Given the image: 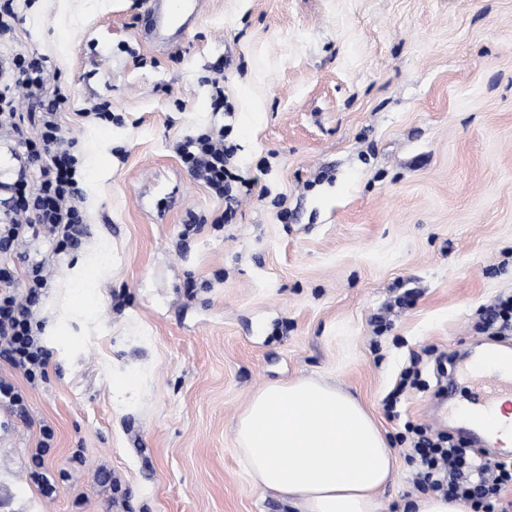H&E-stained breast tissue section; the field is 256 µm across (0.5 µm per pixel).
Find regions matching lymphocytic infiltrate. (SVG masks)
Returning a JSON list of instances; mask_svg holds the SVG:
<instances>
[{
  "instance_id": "f902f5d3",
  "label": "lymphocytic infiltrate",
  "mask_w": 512,
  "mask_h": 512,
  "mask_svg": "<svg viewBox=\"0 0 512 512\" xmlns=\"http://www.w3.org/2000/svg\"><path fill=\"white\" fill-rule=\"evenodd\" d=\"M43 61L14 51L0 59V136L18 146L12 157L21 171L11 183L0 220V254L46 241L55 253L77 249L86 233L83 189L75 140L68 137L63 111L69 99L62 88H48ZM51 92L39 112H21L19 103ZM189 173L225 203H233V146L220 132H203L179 148ZM49 286L44 262L28 264L23 279L0 264V360L20 371L30 385L47 375L50 353L42 340L44 324L36 317ZM408 457L417 466L415 482L429 491L466 503L470 512H508L501 493L512 486V461L478 453L452 437H432L420 425H407Z\"/></svg>"
}]
</instances>
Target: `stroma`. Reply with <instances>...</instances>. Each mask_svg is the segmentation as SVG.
Segmentation results:
<instances>
[{
	"mask_svg": "<svg viewBox=\"0 0 512 512\" xmlns=\"http://www.w3.org/2000/svg\"><path fill=\"white\" fill-rule=\"evenodd\" d=\"M17 14L14 47L45 60L99 165L81 169V246L39 247L47 379L0 363L28 412L0 406V512H286L234 424L303 377L371 414L398 463L381 512H410L404 424L456 434L438 362L476 355L484 308L512 295V0H202L163 42L133 0ZM102 101L119 122L82 118ZM211 128L242 180L218 230L224 201L177 151ZM192 215L207 224L182 239ZM414 356L423 385L388 417ZM43 423L51 497L31 461Z\"/></svg>",
	"mask_w": 512,
	"mask_h": 512,
	"instance_id": "obj_1",
	"label": "stroma"
}]
</instances>
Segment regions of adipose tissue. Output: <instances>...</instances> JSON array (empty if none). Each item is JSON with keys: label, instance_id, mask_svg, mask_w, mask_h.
I'll return each mask as SVG.
<instances>
[{"label": "adipose tissue", "instance_id": "1", "mask_svg": "<svg viewBox=\"0 0 512 512\" xmlns=\"http://www.w3.org/2000/svg\"><path fill=\"white\" fill-rule=\"evenodd\" d=\"M235 433L247 474L292 512H380L396 472L393 448L359 401L316 379L264 386Z\"/></svg>", "mask_w": 512, "mask_h": 512}]
</instances>
